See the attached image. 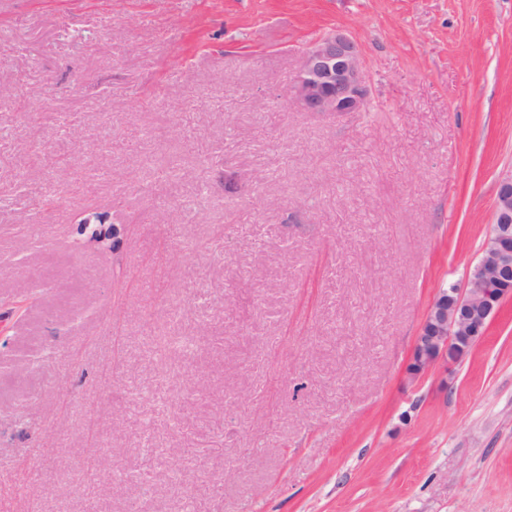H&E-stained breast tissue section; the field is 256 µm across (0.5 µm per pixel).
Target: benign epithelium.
<instances>
[{
  "label": "benign epithelium",
  "instance_id": "1",
  "mask_svg": "<svg viewBox=\"0 0 512 512\" xmlns=\"http://www.w3.org/2000/svg\"><path fill=\"white\" fill-rule=\"evenodd\" d=\"M368 99L358 44L342 30L311 43L297 59L288 102L301 112H360ZM126 225H96L88 242L104 250L116 245ZM512 297V174L495 189L490 232L465 280L439 289L415 336L408 373L417 377L436 365L445 371L462 363L486 335L505 301Z\"/></svg>",
  "mask_w": 512,
  "mask_h": 512
}]
</instances>
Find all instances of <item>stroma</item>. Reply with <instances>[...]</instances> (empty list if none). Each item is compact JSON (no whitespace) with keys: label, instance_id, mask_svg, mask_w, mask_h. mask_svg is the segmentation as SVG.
<instances>
[{"label":"stroma","instance_id":"1","mask_svg":"<svg viewBox=\"0 0 512 512\" xmlns=\"http://www.w3.org/2000/svg\"><path fill=\"white\" fill-rule=\"evenodd\" d=\"M337 29L368 103L299 111L296 56ZM509 171L512 0H0V512H186L207 483L204 512H512V299L407 373ZM89 212L117 252L80 246ZM91 433L132 472L160 449L149 481L87 486Z\"/></svg>","mask_w":512,"mask_h":512}]
</instances>
